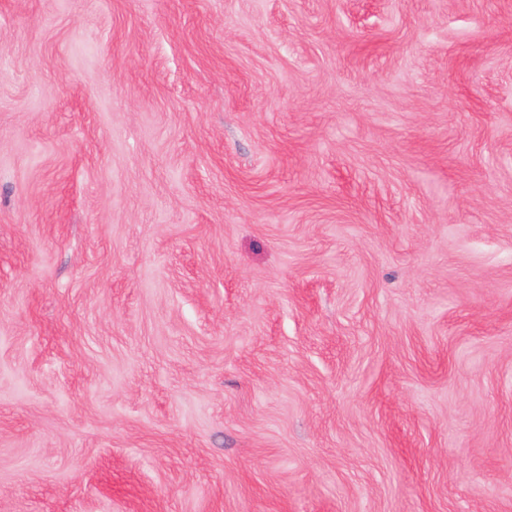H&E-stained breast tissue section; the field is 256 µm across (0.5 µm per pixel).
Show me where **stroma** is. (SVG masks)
<instances>
[{"label": "stroma", "instance_id": "1", "mask_svg": "<svg viewBox=\"0 0 512 512\" xmlns=\"http://www.w3.org/2000/svg\"><path fill=\"white\" fill-rule=\"evenodd\" d=\"M0 512H512V0H0Z\"/></svg>", "mask_w": 512, "mask_h": 512}]
</instances>
